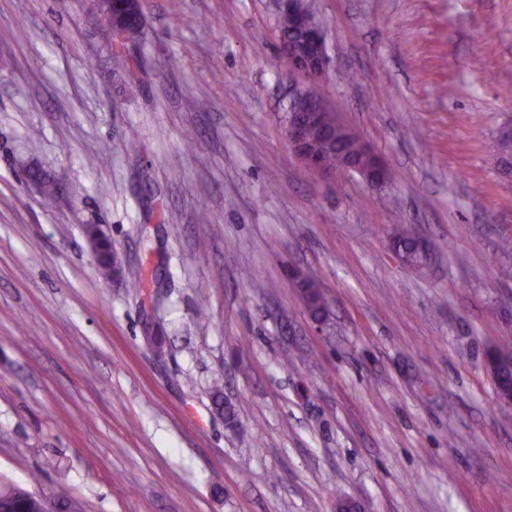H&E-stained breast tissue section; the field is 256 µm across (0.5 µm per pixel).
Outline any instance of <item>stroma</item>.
<instances>
[{"label":"stroma","instance_id":"stroma-1","mask_svg":"<svg viewBox=\"0 0 512 512\" xmlns=\"http://www.w3.org/2000/svg\"><path fill=\"white\" fill-rule=\"evenodd\" d=\"M311 4L315 81L274 0H141L119 52L95 0H0V480L83 512H512L484 359L512 336V0ZM306 90L386 183L289 149ZM282 14L278 28L288 34V50L283 51L288 63L308 78H317L326 72L330 58L321 26H313L303 13L302 1L280 0Z\"/></svg>","mask_w":512,"mask_h":512}]
</instances>
